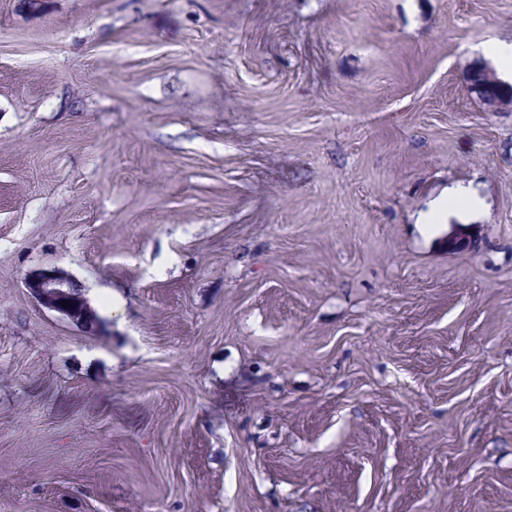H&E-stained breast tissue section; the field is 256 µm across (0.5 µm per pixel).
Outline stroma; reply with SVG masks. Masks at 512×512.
<instances>
[{
  "instance_id": "obj_1",
  "label": "stroma",
  "mask_w": 512,
  "mask_h": 512,
  "mask_svg": "<svg viewBox=\"0 0 512 512\" xmlns=\"http://www.w3.org/2000/svg\"><path fill=\"white\" fill-rule=\"evenodd\" d=\"M493 38L512 0H0V512H512ZM508 87L509 86L504 87L501 84L483 83L481 89L476 93L484 105L487 104L489 100L496 98L493 100V103L490 104L488 112H498L503 107L508 106L511 103L510 98H512V89ZM506 96L510 98H507ZM29 295L42 308L59 314L90 336L100 328V317L68 274L56 268L31 272L25 281ZM68 300L71 307L62 306Z\"/></svg>"
}]
</instances>
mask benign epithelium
Here are the masks:
<instances>
[{
    "mask_svg": "<svg viewBox=\"0 0 512 512\" xmlns=\"http://www.w3.org/2000/svg\"><path fill=\"white\" fill-rule=\"evenodd\" d=\"M29 295L43 309L59 314L91 336L100 328V317L68 274L56 268L30 273L25 281ZM67 300L70 306L62 305Z\"/></svg>",
    "mask_w": 512,
    "mask_h": 512,
    "instance_id": "7a95c632",
    "label": "benign epithelium"
}]
</instances>
